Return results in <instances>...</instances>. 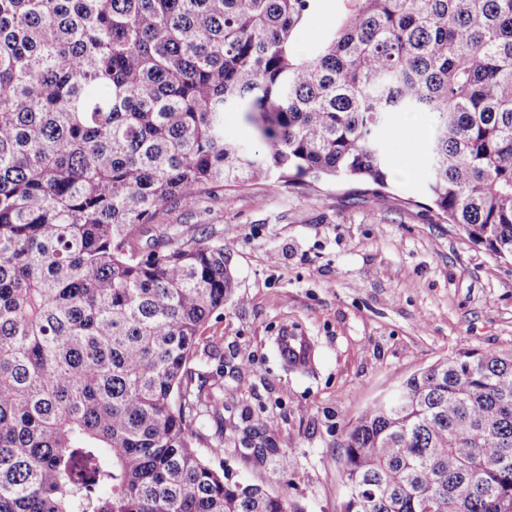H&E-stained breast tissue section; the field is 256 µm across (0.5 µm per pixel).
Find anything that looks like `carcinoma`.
<instances>
[{
    "label": "carcinoma",
    "mask_w": 512,
    "mask_h": 512,
    "mask_svg": "<svg viewBox=\"0 0 512 512\" xmlns=\"http://www.w3.org/2000/svg\"><path fill=\"white\" fill-rule=\"evenodd\" d=\"M314 2L0 0V512H288L193 444L189 363L235 279L207 234L139 246L175 198L311 177L377 200L384 129L423 114L425 196L512 257V0H345L300 56ZM397 393L346 435L344 512H502L512 355ZM226 135L243 143H249L252 138V130L246 125L241 115L237 112H228L224 119Z\"/></svg>",
    "instance_id": "carcinoma-1"
}]
</instances>
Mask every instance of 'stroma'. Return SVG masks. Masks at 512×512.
Returning <instances> with one entry per match:
<instances>
[{
	"label": "stroma",
	"mask_w": 512,
	"mask_h": 512,
	"mask_svg": "<svg viewBox=\"0 0 512 512\" xmlns=\"http://www.w3.org/2000/svg\"><path fill=\"white\" fill-rule=\"evenodd\" d=\"M345 11L320 0L306 53ZM398 115L386 136L393 180L379 202L358 182H311L181 197L156 221L223 242L236 296L199 331L189 364L213 400L195 446L230 482L286 493L300 512H342L346 433L399 383L462 351L512 353V260L495 257L424 205L432 126ZM313 347L284 366L282 327Z\"/></svg>",
	"instance_id": "stroma-1"
}]
</instances>
